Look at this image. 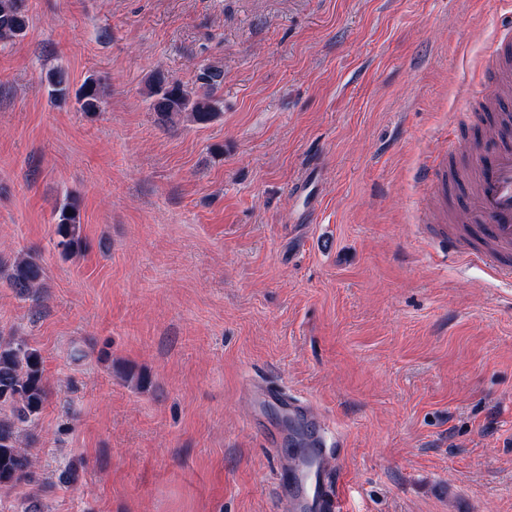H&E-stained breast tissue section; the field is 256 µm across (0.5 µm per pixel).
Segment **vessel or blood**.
Listing matches in <instances>:
<instances>
[{"label":"vessel or blood","mask_w":512,"mask_h":512,"mask_svg":"<svg viewBox=\"0 0 512 512\" xmlns=\"http://www.w3.org/2000/svg\"><path fill=\"white\" fill-rule=\"evenodd\" d=\"M510 93L512 26L508 25L499 29L494 48L483 58L469 94V102L477 111L498 113L493 137L484 141L449 140L447 155L433 162L424 173L431 186L441 190L453 176L448 168V154L468 159L470 167L465 174L472 182L469 208L453 216L444 210L437 212L434 230L444 237L459 238L463 257L508 280H512V113L502 110L501 100ZM260 396L294 417L306 414L305 408L284 392L264 389ZM305 443L314 464L309 473L314 493L309 496L296 489L302 465L293 463L288 482L293 486L294 512H343L342 490L325 468L327 456L321 440L310 436Z\"/></svg>","instance_id":"vessel-or-blood-1"}]
</instances>
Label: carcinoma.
<instances>
[{"label": "carcinoma", "instance_id": "1", "mask_svg": "<svg viewBox=\"0 0 512 512\" xmlns=\"http://www.w3.org/2000/svg\"><path fill=\"white\" fill-rule=\"evenodd\" d=\"M28 14L25 0H0V44L7 45L25 36ZM48 95L53 102L75 99L87 114L101 110L105 98L102 79L89 76L78 89H71L68 73L60 66L48 70ZM224 73L208 67L200 71L195 86L155 72L147 80V96L155 122L174 127L186 119L208 124L221 114L215 93ZM57 248L69 258L84 248L78 202L67 197L55 208ZM44 268L39 258L23 254L6 263L0 259V277L21 295H38L44 288ZM49 387L40 352L22 336L0 335V485L33 481L36 460L24 448L31 442L27 427L34 422L47 401Z\"/></svg>", "mask_w": 512, "mask_h": 512}]
</instances>
